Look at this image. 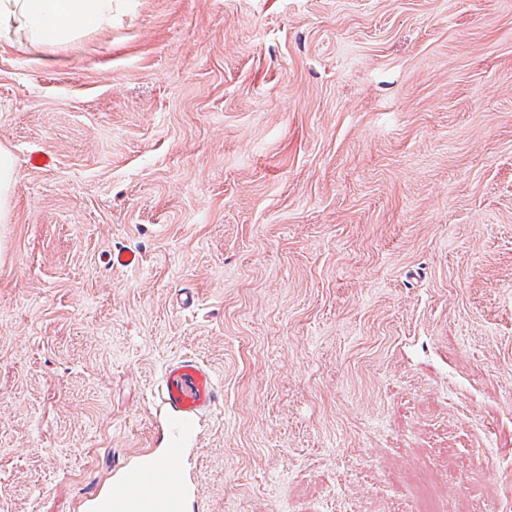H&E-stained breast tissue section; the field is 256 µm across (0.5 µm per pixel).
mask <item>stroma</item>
Listing matches in <instances>:
<instances>
[{"mask_svg":"<svg viewBox=\"0 0 512 512\" xmlns=\"http://www.w3.org/2000/svg\"><path fill=\"white\" fill-rule=\"evenodd\" d=\"M0 148V512H92L184 355L197 512H412L432 460L512 512V0H119L0 43ZM16 179L14 162L11 155L0 148V214L8 200V193Z\"/></svg>","mask_w":512,"mask_h":512,"instance_id":"stroma-1","label":"stroma"}]
</instances>
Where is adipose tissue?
<instances>
[{"label": "adipose tissue", "mask_w": 512, "mask_h": 512, "mask_svg": "<svg viewBox=\"0 0 512 512\" xmlns=\"http://www.w3.org/2000/svg\"><path fill=\"white\" fill-rule=\"evenodd\" d=\"M116 0H0V33L29 43L68 44L76 33L111 25Z\"/></svg>", "instance_id": "obj_1"}]
</instances>
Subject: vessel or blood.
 Masks as SVG:
<instances>
[{"label":"vessel or blood","mask_w":512,"mask_h":512,"mask_svg":"<svg viewBox=\"0 0 512 512\" xmlns=\"http://www.w3.org/2000/svg\"><path fill=\"white\" fill-rule=\"evenodd\" d=\"M221 395L210 369L192 356L169 363L160 378L167 439L161 456L143 454L126 467L112 490L97 494L93 512H187L191 488L173 466L196 436L201 417Z\"/></svg>","instance_id":"1"}]
</instances>
